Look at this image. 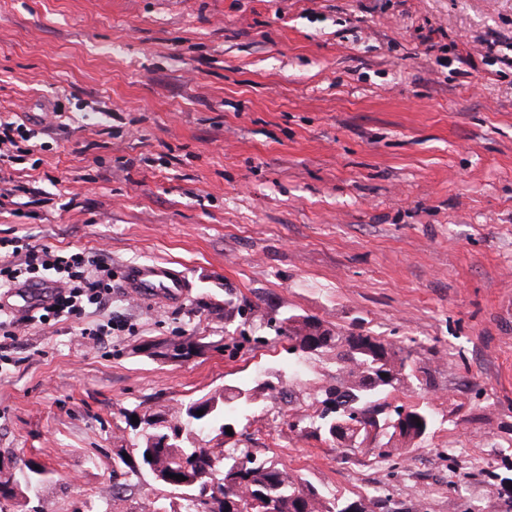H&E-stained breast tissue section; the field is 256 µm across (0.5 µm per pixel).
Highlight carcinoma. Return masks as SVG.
Here are the masks:
<instances>
[{"label":"carcinoma","instance_id":"carcinoma-1","mask_svg":"<svg viewBox=\"0 0 512 512\" xmlns=\"http://www.w3.org/2000/svg\"><path fill=\"white\" fill-rule=\"evenodd\" d=\"M277 336H286L299 346L313 341L316 357L336 353V386L319 394L312 404L314 412L292 424L300 430L331 441L345 450L360 448L370 438L367 427L386 430L388 442L411 446L423 440L435 427L432 410L420 406L402 412L387 408L391 391L413 379L409 358L411 352L381 336L370 333L343 334L324 327L321 321L306 317L297 323L284 317L275 329ZM194 340H163L153 345L156 356L179 361L193 352ZM254 399L247 388H235L222 396H202L186 403L174 416L175 425L151 429L157 442L149 445L144 437L132 448L133 457L118 454L119 464L137 473L151 472V466L161 465L171 478L159 481L177 494L179 507L151 502L153 512H198L212 479L220 481L224 499L210 512H367L361 502H349L322 488L306 482L284 468L276 467L248 448H226V428L241 423L238 411ZM206 406L202 415L189 416L188 408ZM207 434L217 446L185 444L192 434ZM152 459H147V456ZM182 475L186 480H176Z\"/></svg>","mask_w":512,"mask_h":512}]
</instances>
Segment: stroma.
Listing matches in <instances>:
<instances>
[{
  "label": "stroma",
  "instance_id": "stroma-1",
  "mask_svg": "<svg viewBox=\"0 0 512 512\" xmlns=\"http://www.w3.org/2000/svg\"><path fill=\"white\" fill-rule=\"evenodd\" d=\"M510 57L512 0H0V118L63 126L14 174L50 201L0 210V238L107 260L112 306L86 320L124 324L0 335V465L49 471L0 512L168 501L114 465L131 413L236 386L235 446L330 493L512 512ZM151 262L184 272L180 301L122 288ZM288 314L411 347L419 381L388 400L434 432L382 458L294 429L336 362L268 329ZM192 334L221 350L149 354Z\"/></svg>",
  "mask_w": 512,
  "mask_h": 512
}]
</instances>
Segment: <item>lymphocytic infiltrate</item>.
<instances>
[{
	"instance_id": "1",
	"label": "lymphocytic infiltrate",
	"mask_w": 512,
	"mask_h": 512,
	"mask_svg": "<svg viewBox=\"0 0 512 512\" xmlns=\"http://www.w3.org/2000/svg\"><path fill=\"white\" fill-rule=\"evenodd\" d=\"M25 119L0 120V183L12 180L11 171L24 164L47 142ZM52 282V296L27 315L29 324L50 329L57 323L79 320L88 308H104L112 301V267L82 251H63L22 238L0 239V295L30 284Z\"/></svg>"
}]
</instances>
